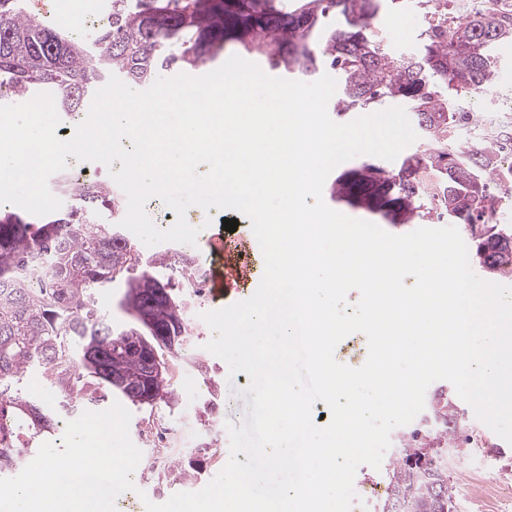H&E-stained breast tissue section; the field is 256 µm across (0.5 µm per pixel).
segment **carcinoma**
Listing matches in <instances>:
<instances>
[{
    "mask_svg": "<svg viewBox=\"0 0 512 512\" xmlns=\"http://www.w3.org/2000/svg\"><path fill=\"white\" fill-rule=\"evenodd\" d=\"M405 0H111L112 23L90 42L72 41L52 25L27 17L26 0H0V85L27 96L50 92L61 111L71 112L94 96L112 75L134 85L151 83L165 65L198 68L236 43L264 56L268 66L297 79L323 69L336 72L338 114L366 110L391 99L407 102L427 148L405 157L392 171L370 162L343 172L332 186L337 200L387 224H409L420 216L429 187L437 206L470 231L488 235V250L474 241V254L490 273L512 275V232L488 226L494 198L489 185L499 176L497 143L465 152L448 149V133L467 119L452 96L492 85L491 47L512 38V16L477 12L448 23V0H420L427 23L418 56L398 59L373 39L386 11ZM65 210L45 216L0 209V433L21 432L36 443L55 425L48 407L24 399L17 384L31 371L56 388L68 409L77 394L103 401L108 395L152 407L174 399L170 350L152 338L142 319L145 294L161 280L134 254L118 224L97 221L104 208L117 213L120 200L107 183L75 174L61 178ZM46 269L30 281L33 263ZM121 282L120 308L128 320L115 325L97 306L102 288ZM167 300L151 312L170 336L188 335L184 304L171 282ZM117 377L126 383L112 382ZM470 438L456 403L430 401L418 427L401 433V455L386 471L385 495L377 512H453L448 453L465 451ZM0 444V472L13 467L15 448Z\"/></svg>",
    "mask_w": 512,
    "mask_h": 512,
    "instance_id": "carcinoma-1",
    "label": "carcinoma"
}]
</instances>
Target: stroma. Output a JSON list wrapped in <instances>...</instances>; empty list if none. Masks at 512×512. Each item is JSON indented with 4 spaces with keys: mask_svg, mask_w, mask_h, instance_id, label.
<instances>
[{
    "mask_svg": "<svg viewBox=\"0 0 512 512\" xmlns=\"http://www.w3.org/2000/svg\"><path fill=\"white\" fill-rule=\"evenodd\" d=\"M424 16L415 0H408L403 11L382 15L375 34L383 50L397 58H410L420 49ZM456 111L469 113L471 124L460 127L448 140L453 150H467L480 140L479 126L488 120L512 117V66L497 71L495 82L484 91H466L454 100ZM210 226L202 228L195 244L167 242L146 246L133 239L142 257H155L169 251L205 258V243L223 232V219H237L236 237L252 236L251 222L235 211L210 208ZM210 296H200L187 318L194 330L182 345V354L191 357L186 377H173L175 398L150 408L132 409L129 434L142 452L132 490L116 499L118 512H146V502L162 503L180 492H194L219 472V465L207 464L202 455L191 452L192 439H203L222 450H229L227 423L241 424L246 416L247 399L241 394L249 383L246 373L230 374L226 362L205 348L212 338L201 313L217 309ZM460 409L471 438L468 453L448 462L453 482L455 512H512V445L479 421L468 403ZM165 455L166 466L154 468L157 455Z\"/></svg>",
    "mask_w": 512,
    "mask_h": 512,
    "instance_id": "stroma-1",
    "label": "stroma"
}]
</instances>
